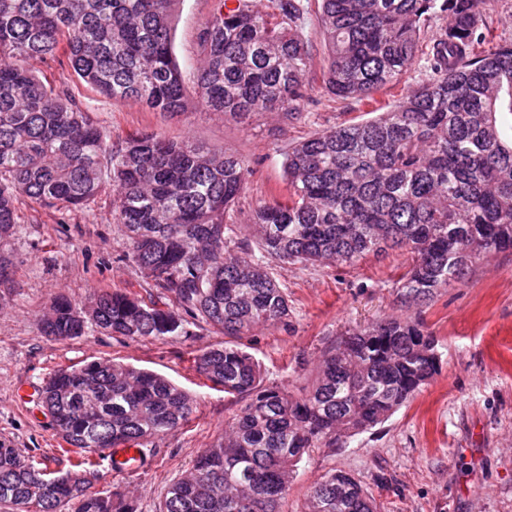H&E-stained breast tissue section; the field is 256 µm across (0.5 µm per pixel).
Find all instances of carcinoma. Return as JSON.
Instances as JSON below:
<instances>
[{"label":"carcinoma","mask_w":512,"mask_h":512,"mask_svg":"<svg viewBox=\"0 0 512 512\" xmlns=\"http://www.w3.org/2000/svg\"><path fill=\"white\" fill-rule=\"evenodd\" d=\"M178 0H0V241L16 203L82 209L112 191L123 256L152 282L145 301L104 291L90 308L60 298L41 331L130 339L193 335L206 324L238 338L288 326L280 264L353 265L368 254H411L401 302L422 306L463 283L481 260L512 250V44L487 50L488 0H317L324 35L321 89L373 104L418 55L424 78L363 121L314 132L283 152L286 193L234 217L253 174L236 153L137 132L112 143L69 86L46 85L35 60L66 59L80 83L113 100L178 115L196 108L246 120L303 117L313 88L304 36L309 0H215L201 29L195 86L173 51ZM445 20L426 38L434 18ZM197 373L244 400L224 436L165 490L158 512H282L313 448L385 422L441 370L418 318H385L348 335L296 393L226 341L194 358ZM41 403L81 457L49 472L0 443V512H138L119 491L90 492L91 458L144 448L194 412L188 393L131 364L93 360L55 370ZM302 512H377L350 475L314 483Z\"/></svg>","instance_id":"obj_1"}]
</instances>
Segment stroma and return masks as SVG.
Here are the masks:
<instances>
[{
  "label": "stroma",
  "instance_id": "35a3bbf8",
  "mask_svg": "<svg viewBox=\"0 0 512 512\" xmlns=\"http://www.w3.org/2000/svg\"><path fill=\"white\" fill-rule=\"evenodd\" d=\"M212 10L213 0H178L175 6L174 53L186 82L196 75L197 36ZM33 67L44 81L68 84L112 142L147 131L244 156L254 174L236 214L241 224L258 202L283 188L281 149L323 127L370 117L369 107L331 99L318 88L305 105L308 122L265 114L241 123L202 109L171 115L100 97L68 65L37 61ZM17 213L16 235L0 242L14 265L11 287L0 294V441L38 467L57 470L63 442L38 404L50 373L103 359L160 373L192 397L189 422L154 439L146 463L124 473L113 472L105 454L95 455L90 484L94 492H133L140 512H156L167 485L223 434L242 406L192 367L196 355L223 345L225 337L206 325L173 340L43 335L41 318L57 298L84 306L104 291L146 299L153 288L122 257L111 192L64 214L23 199ZM410 262V254L392 251L354 266L279 268L291 309L287 328H257L241 338L266 382L296 390L347 333L411 315L397 295ZM420 316L438 340L440 373L381 426L305 456L283 512H301L310 486L332 470L352 474L380 512H512V251L479 262L465 282L440 289Z\"/></svg>",
  "mask_w": 512,
  "mask_h": 512
}]
</instances>
